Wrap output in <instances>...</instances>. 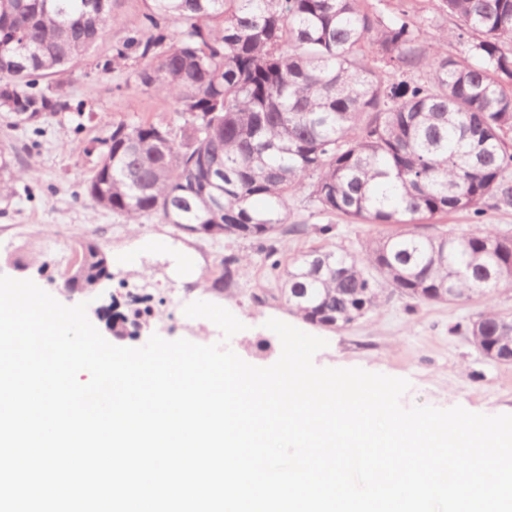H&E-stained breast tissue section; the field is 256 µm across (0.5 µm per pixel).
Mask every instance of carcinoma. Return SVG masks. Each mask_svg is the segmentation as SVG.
<instances>
[{
	"label": "carcinoma",
	"mask_w": 512,
	"mask_h": 512,
	"mask_svg": "<svg viewBox=\"0 0 512 512\" xmlns=\"http://www.w3.org/2000/svg\"><path fill=\"white\" fill-rule=\"evenodd\" d=\"M471 34L469 59L448 32L403 9L390 23L365 0H150L144 30L102 71L134 60L143 89L171 99L165 124L118 122L87 193L127 224L158 216L190 233L280 240L291 199L388 226L360 255L312 251L284 269L302 320L345 325L384 292L453 302L512 286V235L480 227L512 208V0H436ZM118 21L114 0H0V108L35 126L72 108L38 88ZM21 148L0 150V197L14 194ZM224 180L205 181V168ZM466 211L479 228L430 236L423 221ZM239 258L214 284L230 287ZM104 259L87 249L71 289L91 290ZM478 346L512 336L486 303L466 326Z\"/></svg>",
	"instance_id": "1"
}]
</instances>
